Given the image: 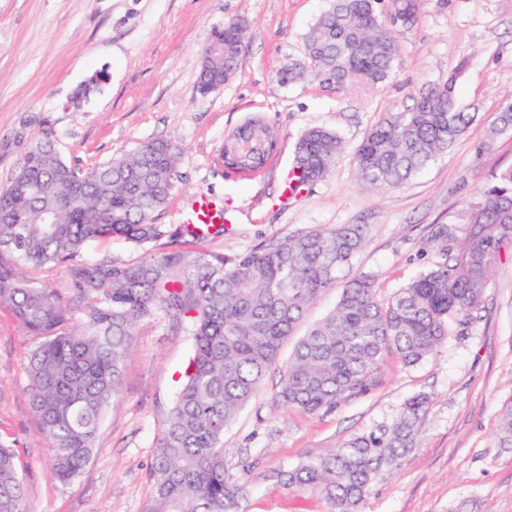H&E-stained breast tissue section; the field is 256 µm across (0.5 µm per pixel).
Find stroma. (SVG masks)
I'll return each mask as SVG.
<instances>
[{
	"mask_svg": "<svg viewBox=\"0 0 512 512\" xmlns=\"http://www.w3.org/2000/svg\"><path fill=\"white\" fill-rule=\"evenodd\" d=\"M329 0H0V184L25 147L52 132L61 156L89 168L155 140L182 152L177 191L157 214L164 234L139 245L121 237L87 245V263L135 264L146 256L234 259L324 225L365 224L368 240L282 344L261 388L224 432V464L245 489L237 512H331L320 493L280 483L282 470L319 458L351 437L389 426L403 404L428 395L421 445L380 473L355 512H512V445L501 417L512 407V246L494 264L467 327L450 324L437 350L408 366L385 356L375 387L329 413L273 403L297 336L336 305L342 284L375 280L391 303L413 277L444 262L443 227L464 232L471 205L512 166V130L490 131L512 96V0H416L397 23L399 59L380 91L336 93L277 70L303 58L305 39ZM246 25L235 76L210 94L197 87L200 50L213 31ZM105 80L80 104L75 90ZM455 79L456 100L478 118L404 187L379 189L358 175L355 150L370 129L405 111L422 89ZM250 120L274 134L266 166L240 180L218 165L226 136ZM336 131L343 150L328 174L283 196L298 137ZM223 206L219 234H183L181 218L200 195ZM37 339L0 302V446L14 449L27 494L24 512H144L161 430L193 354L187 323L160 309L140 318L117 396L103 412L96 449L68 483L31 410L27 363Z\"/></svg>",
	"mask_w": 512,
	"mask_h": 512,
	"instance_id": "stroma-1",
	"label": "stroma"
}]
</instances>
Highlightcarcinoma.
Instances as JSON below:
<instances>
[{
  "label": "carcinoma",
  "instance_id": "obj_1",
  "mask_svg": "<svg viewBox=\"0 0 512 512\" xmlns=\"http://www.w3.org/2000/svg\"><path fill=\"white\" fill-rule=\"evenodd\" d=\"M399 21L378 0H331L306 37V53L278 72L283 85L308 79L325 91L380 88L399 56L390 26ZM245 25L224 23L202 46V93L229 81L243 48ZM458 110L454 80L421 90L404 112L375 125L356 150L361 180L399 188L446 152L474 122ZM512 129V100L500 106L492 134ZM273 148L267 129L246 125L224 143V165L257 172ZM343 142L333 131L305 130L295 146L291 194L324 178ZM181 153L169 141L143 145L93 167L67 163L52 135L30 143L0 185V301L8 303L39 344L28 359L30 402L48 440L56 480L67 483L91 461L104 409L118 392L136 321L155 308L190 323L192 371L159 438L145 512H236L243 486L224 466V430L250 401L285 339L308 308L336 284L337 274L366 244L365 224H339L253 250L234 260L147 256L136 264H85L88 243L162 236L155 214L180 181ZM464 246L446 232L448 259L400 289L386 307L374 281H348L336 308L296 343L274 402L317 414L336 410L374 385L386 354L408 366L431 355L452 320L483 300L490 270L512 244V167L470 209ZM68 266L74 298L91 330L73 326L77 308L23 277L21 268ZM428 397L408 400L379 433L352 437L316 461L282 472L290 488L323 493L334 512H352L382 470H393L420 445ZM25 485L16 454L0 447V512H23Z\"/></svg>",
  "mask_w": 512,
  "mask_h": 512
}]
</instances>
